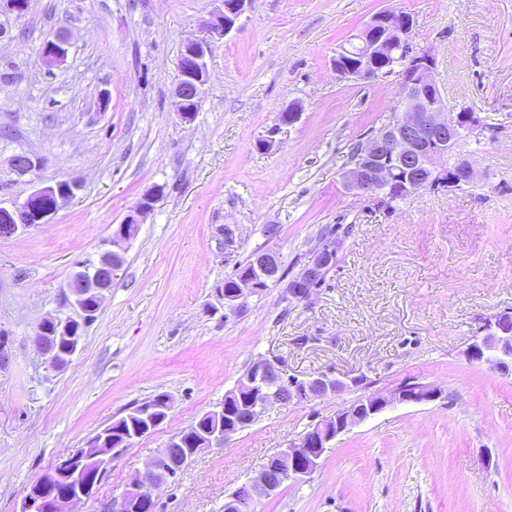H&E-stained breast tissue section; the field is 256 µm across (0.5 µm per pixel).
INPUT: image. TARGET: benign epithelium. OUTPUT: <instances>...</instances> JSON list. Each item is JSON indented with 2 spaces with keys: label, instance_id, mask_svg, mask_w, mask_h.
Masks as SVG:
<instances>
[{
  "label": "benign epithelium",
  "instance_id": "1",
  "mask_svg": "<svg viewBox=\"0 0 512 512\" xmlns=\"http://www.w3.org/2000/svg\"><path fill=\"white\" fill-rule=\"evenodd\" d=\"M217 8L205 24L207 37L188 41L183 49L179 79L173 90L174 107L180 119L191 122L195 108L190 102L201 100L207 93L209 71L207 57L212 43L223 39L236 26L239 18L251 6L252 0H219ZM30 0H0V14L10 19L24 16ZM414 19L394 10L374 14L354 37V41L336 49L333 70L342 79L371 80L384 53H397L401 65L395 72L402 89L401 99L394 109L396 116L385 127L361 143L343 173L346 190L365 198L377 208H387L396 199H410L425 190L455 192L474 186L478 175L472 162L458 144L464 135H478L482 125L475 113L462 109L445 112L446 104L433 73L436 61L428 50H416L411 42ZM68 54V41L57 35L48 40L42 53L47 72L63 64ZM10 172L21 179L43 166V158L35 153L19 151L8 161ZM75 184L60 183L36 186L25 201L17 206L0 205V237H16L32 224H47L53 215L73 197ZM162 198L160 188L146 193L132 214L116 225L112 233L113 249L105 251L96 262L95 276L85 281L74 276L67 285L65 302L75 316L45 320L53 329L46 337L34 339L36 348L53 368L64 366L58 358V344L69 342L70 354H75L82 337L74 334L75 324L88 326L98 316L106 292L112 288L124 264L123 245L135 237L134 227L140 218L153 210ZM337 246L330 243L313 251L305 264V275L321 281L324 273L337 260ZM285 282L279 254L272 248L258 252L248 279L239 282L233 293L224 294V309L242 315L257 287L268 288ZM96 297V305L83 307L86 292ZM467 361L488 363L504 373L512 371V311L500 312L485 320L464 351ZM277 380L283 387L268 395L254 386ZM364 384L361 377H337L317 372L303 378L288 372L277 359L255 362L251 372L233 388V392L250 388L248 408L253 417L234 424L226 423L214 430L206 446L220 445L233 435L260 420L270 407L308 403ZM442 399V392L430 384L399 385L382 393H369L358 398L357 405L344 407L335 414L316 422L298 439L288 443L270 460L262 464L247 482L224 497V512H246L261 499L274 495L281 487L299 483L310 477L326 448L340 434L386 409L399 404L432 403ZM182 436L176 434L159 449L143 471L134 474L124 490L104 505V512H155V492L163 484L176 479L195 458L200 449L191 451L179 447ZM124 452L122 448L102 447L99 434L85 445L58 461L28 488L18 512H68V507L94 496L112 468V461Z\"/></svg>",
  "mask_w": 512,
  "mask_h": 512
}]
</instances>
